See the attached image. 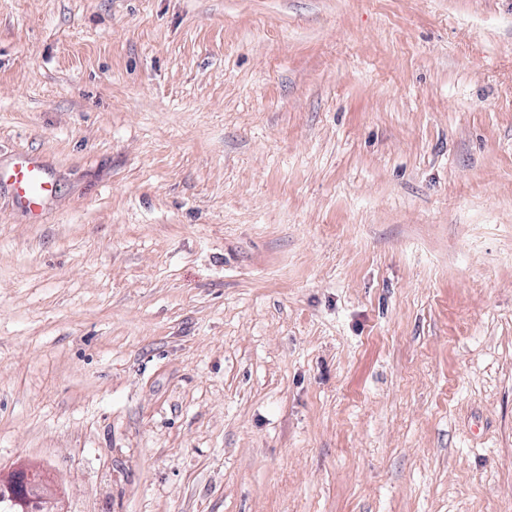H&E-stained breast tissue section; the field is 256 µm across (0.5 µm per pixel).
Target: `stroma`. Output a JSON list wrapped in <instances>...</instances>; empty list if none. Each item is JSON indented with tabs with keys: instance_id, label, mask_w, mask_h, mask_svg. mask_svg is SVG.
<instances>
[{
	"instance_id": "stroma-1",
	"label": "stroma",
	"mask_w": 512,
	"mask_h": 512,
	"mask_svg": "<svg viewBox=\"0 0 512 512\" xmlns=\"http://www.w3.org/2000/svg\"><path fill=\"white\" fill-rule=\"evenodd\" d=\"M0 470L63 512H512V0H0ZM5 176L13 190V203L35 222H40L47 203L57 195V184L42 160L29 154L20 155Z\"/></svg>"
}]
</instances>
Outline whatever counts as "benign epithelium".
<instances>
[{
    "label": "benign epithelium",
    "instance_id": "obj_1",
    "mask_svg": "<svg viewBox=\"0 0 512 512\" xmlns=\"http://www.w3.org/2000/svg\"><path fill=\"white\" fill-rule=\"evenodd\" d=\"M0 512H61L58 498L29 469L0 471Z\"/></svg>",
    "mask_w": 512,
    "mask_h": 512
}]
</instances>
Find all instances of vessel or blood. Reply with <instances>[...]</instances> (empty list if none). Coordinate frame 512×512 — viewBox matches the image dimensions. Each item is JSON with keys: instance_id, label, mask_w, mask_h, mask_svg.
<instances>
[{"instance_id": "obj_1", "label": "vessel or blood", "mask_w": 512, "mask_h": 512, "mask_svg": "<svg viewBox=\"0 0 512 512\" xmlns=\"http://www.w3.org/2000/svg\"><path fill=\"white\" fill-rule=\"evenodd\" d=\"M6 178L13 190L14 204L34 221H41L48 202L57 194V184L38 157H16Z\"/></svg>"}]
</instances>
